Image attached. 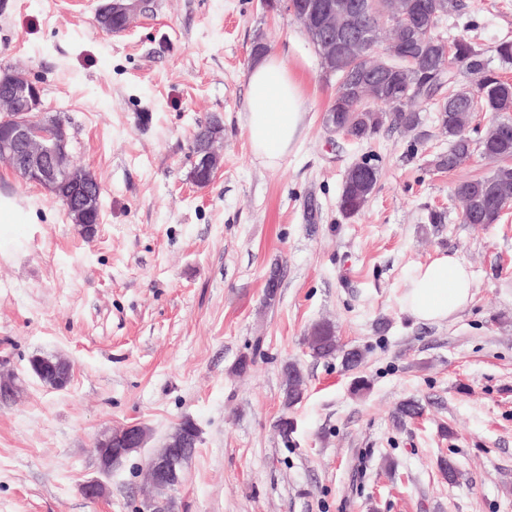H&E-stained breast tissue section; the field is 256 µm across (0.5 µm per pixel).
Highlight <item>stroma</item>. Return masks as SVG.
<instances>
[{"label":"stroma","instance_id":"obj_1","mask_svg":"<svg viewBox=\"0 0 512 512\" xmlns=\"http://www.w3.org/2000/svg\"><path fill=\"white\" fill-rule=\"evenodd\" d=\"M464 2L449 36L487 52L512 40V0ZM94 7L0 0V70L39 82L46 117L68 123L73 163L103 189L89 239L0 164V198L19 217L0 224V368L22 383L0 403V512H140L154 494L147 460L185 418L200 442L168 492L174 512H512V210L464 224L454 197L489 163L435 171L448 139L430 112L415 131L386 125L360 145L330 133L334 80L263 0H153L113 35ZM258 41L304 98L299 140L274 169L254 159L244 126ZM214 116L221 168L200 187L191 143ZM362 159L379 180L347 220L338 197ZM432 209L445 223L427 222ZM444 252L472 271L474 298L446 321L414 320L399 303L406 276ZM323 320L363 352L359 369L311 355L307 332ZM36 355L70 361L65 389L32 375ZM289 363L305 387L286 411ZM409 398L424 413L399 421ZM284 412L286 439L274 429ZM130 422L149 428L146 447L101 476L95 436ZM97 477L107 495L86 500L80 486Z\"/></svg>","mask_w":512,"mask_h":512}]
</instances>
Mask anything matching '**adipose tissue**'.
Segmentation results:
<instances>
[{"label": "adipose tissue", "instance_id": "adipose-tissue-1", "mask_svg": "<svg viewBox=\"0 0 512 512\" xmlns=\"http://www.w3.org/2000/svg\"><path fill=\"white\" fill-rule=\"evenodd\" d=\"M245 130L254 156L269 168L295 146L304 122L302 90L287 65L274 57L256 61L247 76ZM466 265L442 253L415 267L400 298L405 312L422 322H440L473 299Z\"/></svg>", "mask_w": 512, "mask_h": 512}]
</instances>
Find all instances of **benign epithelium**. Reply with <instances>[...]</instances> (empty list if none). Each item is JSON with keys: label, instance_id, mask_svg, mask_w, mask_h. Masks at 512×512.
<instances>
[{"label": "benign epithelium", "instance_id": "7a95c632", "mask_svg": "<svg viewBox=\"0 0 512 512\" xmlns=\"http://www.w3.org/2000/svg\"><path fill=\"white\" fill-rule=\"evenodd\" d=\"M282 9L297 20L309 34H320L318 52L324 72H329L336 56L349 54L373 58L377 72L389 73L399 68L402 48L420 29L422 19L415 17L404 31V39L395 46L370 51L369 43L352 33L348 20L359 9V0H336L320 6L314 0H284ZM144 13L143 0H99L95 21L107 33L124 31L139 14ZM0 161L6 163L23 180L56 194L59 183L71 187L63 199L67 214L76 218L81 231L95 232V224L88 217L100 211L102 188L91 177V171L69 164L70 140L62 123L46 122L42 118V90L24 70H11L0 76ZM211 137L195 154L193 174L214 178L220 169V154L214 144L223 140V125L211 123ZM33 373L45 380L52 374L49 385L62 389L71 377V365L62 358L48 361V367L31 360ZM147 429L130 423L102 431L93 442V451L100 471L110 473L130 455L145 447ZM192 455L185 447L184 435L172 433L167 442L147 462L151 482L156 488H172L179 484L180 471ZM107 493L106 485L90 480L81 486V494L96 501Z\"/></svg>", "mask_w": 512, "mask_h": 512}]
</instances>
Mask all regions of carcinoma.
Returning <instances> with one entry per match:
<instances>
[{
	"instance_id": "carcinoma-1",
	"label": "carcinoma",
	"mask_w": 512,
	"mask_h": 512,
	"mask_svg": "<svg viewBox=\"0 0 512 512\" xmlns=\"http://www.w3.org/2000/svg\"><path fill=\"white\" fill-rule=\"evenodd\" d=\"M361 8L354 15L351 29L374 39L380 47L383 35L391 32L394 41L401 40L403 27L420 12L426 24L419 33V43L407 48L414 62L409 68L382 82L381 89L371 83L372 61L343 58L336 60L333 75L359 73L365 80L341 99H332L328 117L336 119L358 142L374 138L385 122L406 132L416 130L421 123L419 102L429 103L437 112L436 121L442 133L448 135V152L438 154L432 166L438 171L451 172L465 164V159L479 152L503 166L512 162V83L489 67L484 51L463 36L446 40L441 34L445 21L459 16L465 5L462 0H400L392 10L390 0H360ZM466 74L479 76L477 93L460 84ZM481 109L495 114V120L484 134L474 139L457 134V127L466 114ZM369 178L359 180L354 172L346 173L338 198L342 215L350 219L359 214L373 194L379 179V169L370 161H361ZM454 195L465 224H496L499 214L512 205V183L488 187V176L464 180L456 184ZM306 343L316 358H330L337 351L335 326L329 321L315 323L306 336ZM285 388L283 412L274 423L284 438L293 429L288 410L303 395L304 377L300 368L289 363L284 368Z\"/></svg>"
}]
</instances>
